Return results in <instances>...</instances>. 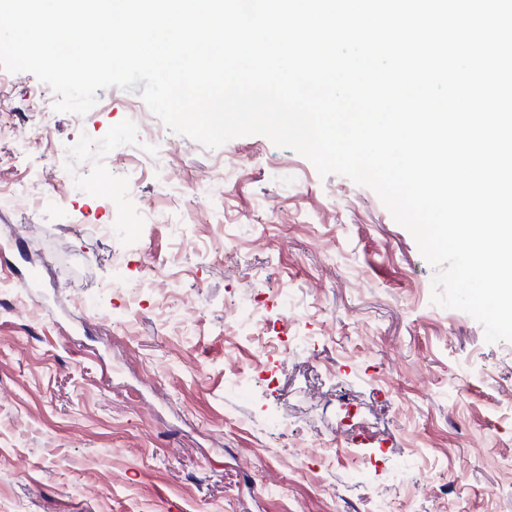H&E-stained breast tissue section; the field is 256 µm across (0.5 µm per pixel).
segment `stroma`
I'll return each instance as SVG.
<instances>
[{"label": "stroma", "instance_id": "stroma-1", "mask_svg": "<svg viewBox=\"0 0 512 512\" xmlns=\"http://www.w3.org/2000/svg\"><path fill=\"white\" fill-rule=\"evenodd\" d=\"M142 91L81 117L0 68L24 131L0 142V512H377L375 488L512 512V341L432 303L373 190L263 136L172 133ZM243 305L278 351L237 334Z\"/></svg>", "mask_w": 512, "mask_h": 512}]
</instances>
